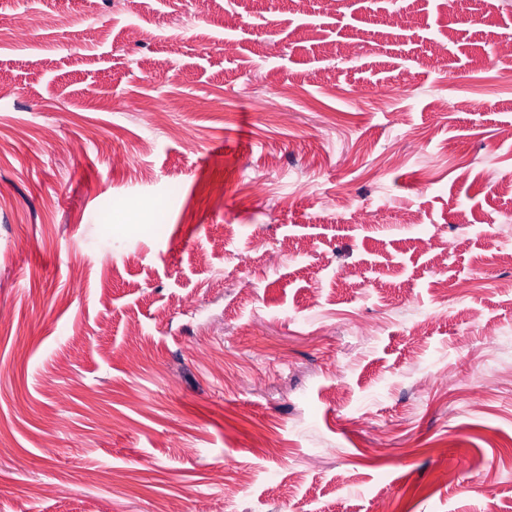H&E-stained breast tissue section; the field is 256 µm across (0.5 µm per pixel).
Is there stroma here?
Returning <instances> with one entry per match:
<instances>
[{"instance_id": "35a3bbf8", "label": "stroma", "mask_w": 512, "mask_h": 512, "mask_svg": "<svg viewBox=\"0 0 512 512\" xmlns=\"http://www.w3.org/2000/svg\"><path fill=\"white\" fill-rule=\"evenodd\" d=\"M13 15L0 512H512V0Z\"/></svg>"}]
</instances>
